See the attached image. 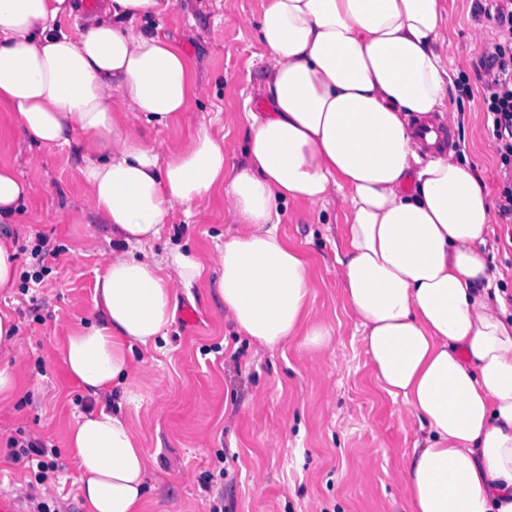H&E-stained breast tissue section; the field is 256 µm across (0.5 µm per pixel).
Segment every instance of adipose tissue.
Here are the masks:
<instances>
[{"mask_svg": "<svg viewBox=\"0 0 512 512\" xmlns=\"http://www.w3.org/2000/svg\"><path fill=\"white\" fill-rule=\"evenodd\" d=\"M170 0H0V107L14 131L77 147L93 212L115 247L94 285V313L64 349L71 380L94 398L130 384L135 348H157L194 256L162 262L135 248L171 210L193 215L217 190L240 229L219 248L216 293L237 333L262 352L310 323L307 256L279 230L278 206L335 202L343 212V297L381 390L423 435L406 464L411 512H512V318L481 248L492 222L482 180L453 156L421 162L410 113L447 109L446 0H262L263 107L247 112L243 164L208 129L167 152L147 124L177 123L201 87L186 55L139 29ZM81 19L78 35L57 29ZM31 186L0 162V227ZM67 450L85 512H144L149 461L121 410L78 415Z\"/></svg>", "mask_w": 512, "mask_h": 512, "instance_id": "adipose-tissue-1", "label": "adipose tissue"}]
</instances>
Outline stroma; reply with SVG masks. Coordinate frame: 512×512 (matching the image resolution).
<instances>
[{"label": "stroma", "mask_w": 512, "mask_h": 512, "mask_svg": "<svg viewBox=\"0 0 512 512\" xmlns=\"http://www.w3.org/2000/svg\"><path fill=\"white\" fill-rule=\"evenodd\" d=\"M447 2L452 151L468 160L495 201L502 182L480 63L491 30L476 15V0ZM260 11L261 0H171L158 21L147 23L148 31L186 54L206 89L179 123L147 128L157 150L215 119L236 146L226 169L241 164L245 101L265 67ZM0 161L32 186L9 227L19 270L45 267L29 292L17 288L0 296V309L12 313L18 328L10 359L19 374L12 407L0 411V487L32 508L43 502L51 512H83L67 431L96 402L69 379L63 348L72 329L94 312L95 277L112 254V233L87 202L78 156L22 141L3 112ZM343 222L334 204H292L280 224L310 260V319L329 330L318 348L295 340L258 353L225 318L215 292L218 247L237 227L223 195L190 218L174 209L160 238L145 247L148 258L163 260L176 248L205 268L202 281L179 288L177 296L178 309L194 308L198 322L176 319L158 349L138 353L132 384L138 404L125 403L119 393L113 398L150 460L145 512H410L403 471L422 432L402 403L380 390L358 322L344 306L336 261ZM42 237L52 253L39 264L31 250ZM484 255L511 296L512 223L493 217ZM29 437L56 452L58 470L46 482L10 455L11 439Z\"/></svg>", "instance_id": "35a3bbf8"}]
</instances>
